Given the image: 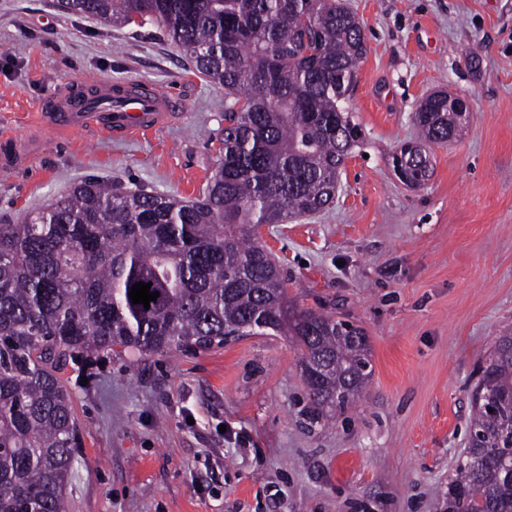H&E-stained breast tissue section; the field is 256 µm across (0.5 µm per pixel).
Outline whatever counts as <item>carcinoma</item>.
Instances as JSON below:
<instances>
[{
  "mask_svg": "<svg viewBox=\"0 0 512 512\" xmlns=\"http://www.w3.org/2000/svg\"><path fill=\"white\" fill-rule=\"evenodd\" d=\"M108 24L162 25L224 88L220 162L203 195L87 178L35 216L0 224V512H67L78 432L53 370L115 348L173 354L230 337L287 334L314 415L330 420L371 375L363 329L297 311L255 228L331 204L362 131L350 116L366 44L341 0H61ZM470 110L428 96L415 145L448 143ZM408 176L429 154L408 150ZM157 300L134 304V284ZM468 448L440 512H512V327L480 366Z\"/></svg>",
  "mask_w": 512,
  "mask_h": 512,
  "instance_id": "carcinoma-1",
  "label": "carcinoma"
}]
</instances>
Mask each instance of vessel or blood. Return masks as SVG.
Masks as SVG:
<instances>
[{
    "label": "vessel or blood",
    "mask_w": 512,
    "mask_h": 512,
    "mask_svg": "<svg viewBox=\"0 0 512 512\" xmlns=\"http://www.w3.org/2000/svg\"><path fill=\"white\" fill-rule=\"evenodd\" d=\"M183 108L178 95L161 92L151 84L92 78L64 83L46 102L41 117L48 129L62 136L85 130L125 140L179 120ZM28 158L22 143L10 141L0 152V170H17Z\"/></svg>",
    "instance_id": "vessel-or-blood-1"
}]
</instances>
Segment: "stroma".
<instances>
[{
  "mask_svg": "<svg viewBox=\"0 0 512 512\" xmlns=\"http://www.w3.org/2000/svg\"><path fill=\"white\" fill-rule=\"evenodd\" d=\"M367 54L349 100L362 143L326 209L262 243L294 308L367 333L371 377L316 422L293 337L244 336L175 354L110 353L57 371L79 427L68 512H437L467 444L482 363L512 326V0H345ZM141 79L178 94L180 121L114 141L47 139L0 172V224L92 175L202 195L219 160L224 91L162 28L140 32L0 0V134L38 137L64 82ZM467 98L462 136L402 184L392 156L428 95Z\"/></svg>",
  "mask_w": 512,
  "mask_h": 512,
  "instance_id": "35a3bbf8",
  "label": "stroma"
}]
</instances>
